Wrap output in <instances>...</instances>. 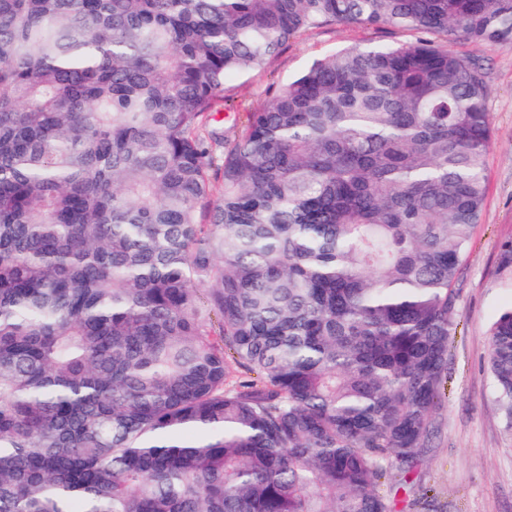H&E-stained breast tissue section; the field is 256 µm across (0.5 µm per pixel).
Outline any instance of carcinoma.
<instances>
[{
    "instance_id": "carcinoma-1",
    "label": "carcinoma",
    "mask_w": 512,
    "mask_h": 512,
    "mask_svg": "<svg viewBox=\"0 0 512 512\" xmlns=\"http://www.w3.org/2000/svg\"><path fill=\"white\" fill-rule=\"evenodd\" d=\"M336 23L421 38L226 136L228 82ZM458 38L512 0H0V512H396L493 143ZM487 345L512 428V308Z\"/></svg>"
}]
</instances>
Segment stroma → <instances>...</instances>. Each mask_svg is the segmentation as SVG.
<instances>
[{
    "label": "stroma",
    "mask_w": 512,
    "mask_h": 512,
    "mask_svg": "<svg viewBox=\"0 0 512 512\" xmlns=\"http://www.w3.org/2000/svg\"><path fill=\"white\" fill-rule=\"evenodd\" d=\"M413 32L376 26L333 24L290 40L264 71L235 79L222 113L244 121L266 99L269 88L286 82L313 59L348 45L415 41ZM465 59L481 60L490 87L494 143L486 159L487 189L481 219L455 283L448 347L446 398L441 429L424 449L401 512H512V431L504 426L487 372V330L512 306V285L496 272L504 240L512 239V43L476 46L453 43Z\"/></svg>",
    "instance_id": "obj_1"
}]
</instances>
